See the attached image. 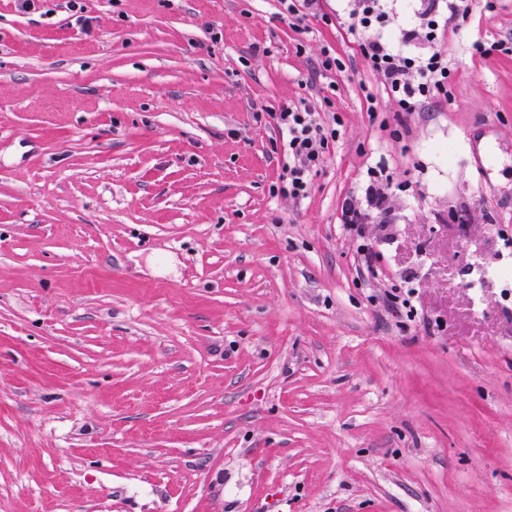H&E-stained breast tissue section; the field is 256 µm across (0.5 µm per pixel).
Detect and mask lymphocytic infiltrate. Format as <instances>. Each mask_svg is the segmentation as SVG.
Masks as SVG:
<instances>
[{
  "instance_id": "1",
  "label": "lymphocytic infiltrate",
  "mask_w": 512,
  "mask_h": 512,
  "mask_svg": "<svg viewBox=\"0 0 512 512\" xmlns=\"http://www.w3.org/2000/svg\"><path fill=\"white\" fill-rule=\"evenodd\" d=\"M469 0H426L421 11L408 20L388 11L385 0H356L345 24L370 70L381 82L382 93L410 112L431 96L446 92L448 55L437 46L440 34L453 22L466 19ZM270 119L286 135L283 143L288 164L278 193L307 197L330 142L333 126L321 121L308 105L284 106L270 112ZM393 178L385 171L370 172L357 197L346 199L342 222L346 231L363 237L372 214L387 209Z\"/></svg>"
}]
</instances>
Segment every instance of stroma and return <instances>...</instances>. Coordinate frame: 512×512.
<instances>
[{"instance_id":"stroma-1","label":"stroma","mask_w":512,"mask_h":512,"mask_svg":"<svg viewBox=\"0 0 512 512\" xmlns=\"http://www.w3.org/2000/svg\"><path fill=\"white\" fill-rule=\"evenodd\" d=\"M84 5L0 0V512H512V0L412 112L347 0ZM302 100L338 135L294 200L262 111ZM284 7L283 14L287 17L291 16L295 23H292L293 26H296L301 29H309L310 18H317L318 14L316 12V0H303V1H288V0H280L279 1ZM295 2H302V4H296ZM302 10H301V9ZM393 185L392 175L386 171L369 172V179L356 198L346 199L342 207V223L346 231L357 238H364V225L374 213L388 207Z\"/></svg>"}]
</instances>
